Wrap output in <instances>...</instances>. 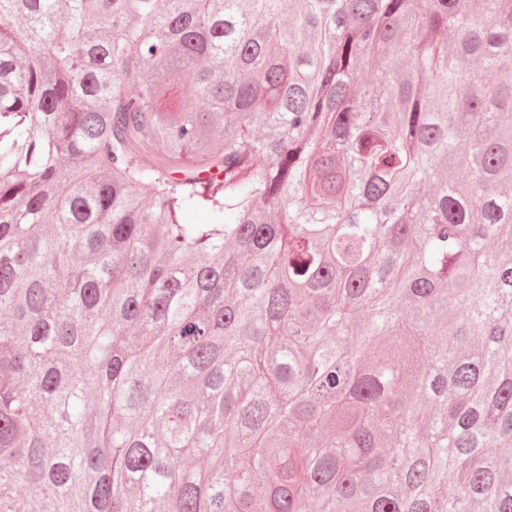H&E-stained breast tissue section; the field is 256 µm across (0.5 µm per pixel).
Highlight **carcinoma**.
<instances>
[{"label": "carcinoma", "mask_w": 512, "mask_h": 512, "mask_svg": "<svg viewBox=\"0 0 512 512\" xmlns=\"http://www.w3.org/2000/svg\"><path fill=\"white\" fill-rule=\"evenodd\" d=\"M0 512H512V0H0Z\"/></svg>", "instance_id": "carcinoma-1"}]
</instances>
